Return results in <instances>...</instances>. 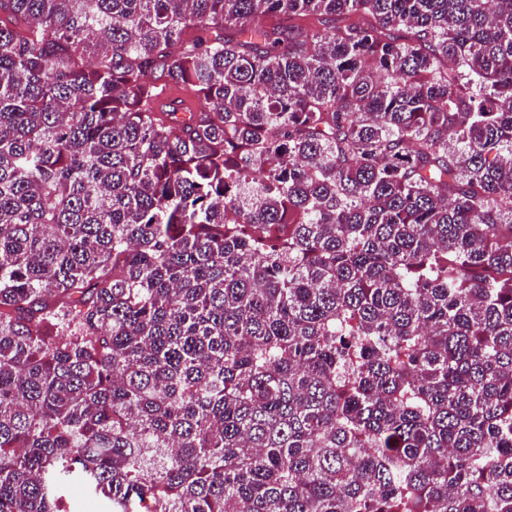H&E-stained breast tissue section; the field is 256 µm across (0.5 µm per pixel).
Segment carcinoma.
Masks as SVG:
<instances>
[{
  "mask_svg": "<svg viewBox=\"0 0 512 512\" xmlns=\"http://www.w3.org/2000/svg\"><path fill=\"white\" fill-rule=\"evenodd\" d=\"M73 485L512 512V0H0V512Z\"/></svg>",
  "mask_w": 512,
  "mask_h": 512,
  "instance_id": "1",
  "label": "carcinoma"
}]
</instances>
